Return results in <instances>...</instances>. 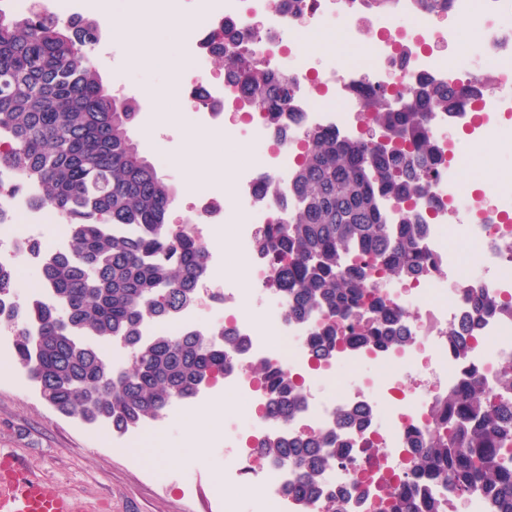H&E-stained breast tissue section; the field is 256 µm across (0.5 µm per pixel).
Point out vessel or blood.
I'll return each mask as SVG.
<instances>
[{"instance_id":"obj_1","label":"vessel or blood","mask_w":512,"mask_h":512,"mask_svg":"<svg viewBox=\"0 0 512 512\" xmlns=\"http://www.w3.org/2000/svg\"><path fill=\"white\" fill-rule=\"evenodd\" d=\"M0 512H96L87 500L55 491L14 453L0 448Z\"/></svg>"}]
</instances>
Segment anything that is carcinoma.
Here are the masks:
<instances>
[{
  "label": "carcinoma",
  "mask_w": 512,
  "mask_h": 512,
  "mask_svg": "<svg viewBox=\"0 0 512 512\" xmlns=\"http://www.w3.org/2000/svg\"><path fill=\"white\" fill-rule=\"evenodd\" d=\"M99 22L63 20L39 3L25 18L0 8V168L38 184L35 205L49 206L67 224L69 245L44 256L40 285L57 305L16 309L26 323L13 340L16 360L44 401L65 416L104 422L123 434L159 418L172 402L198 395L207 377L224 375V330L144 340L141 321L171 315L195 298L208 274V256L189 228L169 219L173 190L129 136L139 104L109 92L89 61ZM214 64L239 81L249 102L276 123L292 108L288 80L259 67L235 68L219 52ZM410 103L396 108L386 95L368 101L379 133L342 138L323 128L306 131V148L291 180L295 205L285 224H268L255 246L271 260L272 286L292 299L290 317L314 311L327 320L314 328L312 355L328 358L340 340L336 321L350 324L353 347L386 351L403 343L402 312L369 289L373 274L404 281L426 271L421 251V205L439 160L429 134L432 116L452 113L460 96L423 79ZM401 205L392 223L382 201ZM15 292L11 264L0 260V312ZM119 337L132 365L114 367L95 342ZM267 417L286 423L297 385L264 366ZM441 411L410 473L423 503L405 489L391 512H440L430 495L451 483L462 497L479 495L488 512H512V361L496 389L470 380L440 398ZM336 437L311 433L293 441L272 438L261 453L303 474L302 496L317 497L321 473L338 458Z\"/></svg>",
  "instance_id": "1"
}]
</instances>
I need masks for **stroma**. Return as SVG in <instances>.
<instances>
[{
  "mask_svg": "<svg viewBox=\"0 0 512 512\" xmlns=\"http://www.w3.org/2000/svg\"><path fill=\"white\" fill-rule=\"evenodd\" d=\"M164 29L158 21L146 31L104 27L89 53L104 85H112L115 75L125 78L130 97L140 104L141 123L157 115V105L144 94V86L185 78L196 68L182 42L169 41ZM130 50L139 54L141 66H126ZM163 52L173 58V69L150 67L149 59ZM263 149L258 141L242 148L232 136L224 138L217 151L201 145L197 164L208 171L202 192L223 188L225 180L244 168V156H258ZM186 150L182 129L175 124L160 127L155 144L143 150L158 174L176 189L170 210L174 219L196 200L184 187L183 167L175 163ZM230 426L247 431L245 402L231 393L221 403L203 394L193 408L174 404L165 419L154 422L155 432L165 436V448L154 452L145 447L134 455L108 425H87L55 412L19 370L14 352L0 353V448L15 450L59 492L90 502L108 501L109 512H224L228 490L239 502L238 512H251L250 496L242 486L228 489L222 480L232 460L224 445V430Z\"/></svg>",
  "mask_w": 512,
  "mask_h": 512,
  "instance_id": "obj_1",
  "label": "stroma"
}]
</instances>
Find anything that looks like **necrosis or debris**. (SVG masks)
<instances>
[{
	"mask_svg": "<svg viewBox=\"0 0 512 512\" xmlns=\"http://www.w3.org/2000/svg\"><path fill=\"white\" fill-rule=\"evenodd\" d=\"M199 2L205 21L184 40L187 54L197 63L184 91L189 110L198 127L219 132L226 129L225 113L241 116L251 138L269 140L270 148L267 160L239 171L223 194L200 197L186 223L208 248L216 240L218 225H234L238 247L251 259L257 282L270 278L271 264L255 248V227L285 223L286 212L277 200L289 195L294 165L306 145V128L327 127L354 137L373 93L404 95L423 78L448 83L461 93L462 103L455 113L436 115L432 129L460 121L477 139H492L512 150V122L495 119L502 109L512 110V0H452L444 18L419 12L415 0H397L394 10L378 13L362 62L317 61L292 47L297 33L359 40L365 18L356 0ZM465 23L482 33V68L477 73L467 65L466 47L458 46L450 60L434 52L435 45L456 43ZM220 45L236 59L285 75L294 95V115H282L280 127H272L238 86L210 71L208 60ZM281 127L286 136L278 135ZM437 142L443 160L430 177L434 203L423 210L429 232L421 246L431 261L430 271L410 283L375 281L393 306L411 309L407 344L375 354L344 344L335 356L315 364L308 347L313 324L289 320L287 295L276 293L265 308L281 337L274 343L257 328L253 312L245 309L240 289H225L224 326L236 331L244 344L232 352L233 367L224 373V389L251 404L248 443L237 449L226 478L249 483L252 512L314 509L299 496L285 495L294 472L267 465L258 454L263 441L282 431L264 416L267 393L253 365L283 369L302 383L301 407L288 424L289 433L333 431L345 445L346 457L324 472L325 494L346 496L347 512H383L408 480L409 439L428 432L438 396L473 373L494 382L500 366L512 360V316L475 315L471 301L475 289L497 302L512 298V172H495L494 198L476 201L469 215L449 223V210L457 209L463 196L464 186L455 173L464 169L466 157L455 140L441 136ZM38 193L33 183L18 193H0V215L34 227L55 220L48 207L33 205ZM462 325L469 326L470 335L461 353L450 345L448 332ZM366 360L375 361L382 372L376 399L356 389L346 396L319 394L320 382L336 366ZM356 406L370 407L368 421L352 431L338 428L339 412Z\"/></svg>",
	"mask_w": 512,
	"mask_h": 512,
	"instance_id": "necrosis-or-debris-1",
	"label": "necrosis or debris"
}]
</instances>
